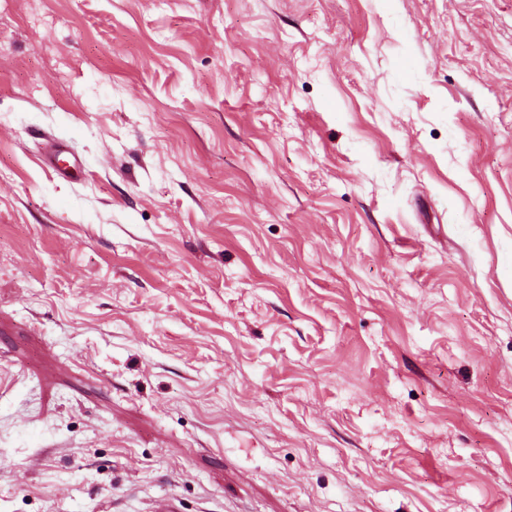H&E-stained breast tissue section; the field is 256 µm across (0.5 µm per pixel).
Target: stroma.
I'll list each match as a JSON object with an SVG mask.
<instances>
[{
    "label": "stroma",
    "mask_w": 512,
    "mask_h": 512,
    "mask_svg": "<svg viewBox=\"0 0 512 512\" xmlns=\"http://www.w3.org/2000/svg\"><path fill=\"white\" fill-rule=\"evenodd\" d=\"M162 495L512 512V0H0V512Z\"/></svg>",
    "instance_id": "obj_1"
}]
</instances>
